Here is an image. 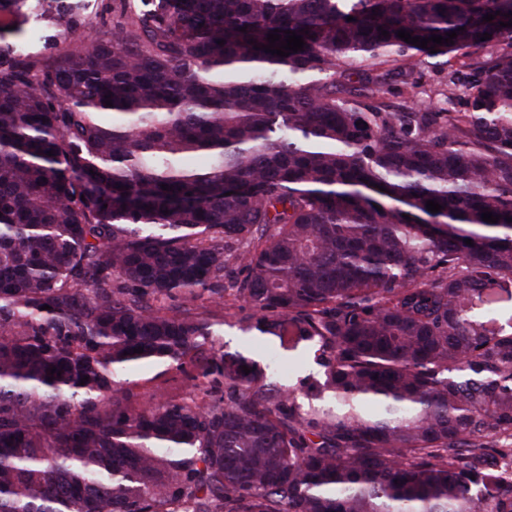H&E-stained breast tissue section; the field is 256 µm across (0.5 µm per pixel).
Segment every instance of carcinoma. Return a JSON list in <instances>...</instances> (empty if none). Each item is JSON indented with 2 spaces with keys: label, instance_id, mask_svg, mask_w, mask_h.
<instances>
[{
  "label": "carcinoma",
  "instance_id": "1",
  "mask_svg": "<svg viewBox=\"0 0 512 512\" xmlns=\"http://www.w3.org/2000/svg\"><path fill=\"white\" fill-rule=\"evenodd\" d=\"M90 2L0 0V512H512V0H115L18 50ZM432 48L446 106L385 101ZM228 292L321 376L215 351ZM161 365L201 399L134 407ZM114 0H92L90 14L87 19L89 25L84 30H78L71 34L67 40L57 39L56 46L46 47L40 38L30 39L23 45L24 49L31 55L42 57L50 52L63 50L73 40H86L89 35L105 31L109 28L112 20V4Z\"/></svg>",
  "mask_w": 512,
  "mask_h": 512
}]
</instances>
